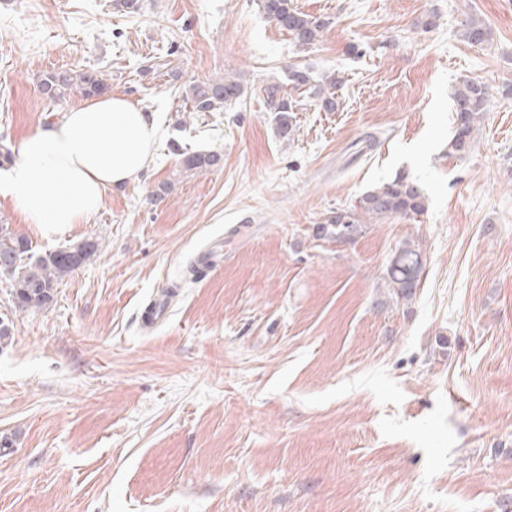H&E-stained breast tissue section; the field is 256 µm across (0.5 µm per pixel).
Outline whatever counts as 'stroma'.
<instances>
[{
    "instance_id": "35a3bbf8",
    "label": "stroma",
    "mask_w": 512,
    "mask_h": 512,
    "mask_svg": "<svg viewBox=\"0 0 512 512\" xmlns=\"http://www.w3.org/2000/svg\"><path fill=\"white\" fill-rule=\"evenodd\" d=\"M293 4L326 20L316 45L258 0H0V146L84 104L75 90L53 110L50 71H100L161 122L152 162L88 223L47 235L0 196L35 254L98 241L46 308L16 309L0 277V512L512 507V0ZM469 18L490 41L459 38ZM292 66L344 83L332 112L297 95L284 139L264 88ZM224 73L245 86L235 105L184 111L189 84ZM465 80L489 106L458 160ZM186 151L223 164L183 170ZM398 176L423 214L317 237ZM408 239L424 272L403 301L384 275ZM216 248L221 267L198 268Z\"/></svg>"
}]
</instances>
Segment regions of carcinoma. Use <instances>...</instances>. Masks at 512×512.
I'll return each instance as SVG.
<instances>
[{
    "label": "carcinoma",
    "mask_w": 512,
    "mask_h": 512,
    "mask_svg": "<svg viewBox=\"0 0 512 512\" xmlns=\"http://www.w3.org/2000/svg\"><path fill=\"white\" fill-rule=\"evenodd\" d=\"M266 19L280 30L288 32L297 46H313L319 40L327 22L304 14L294 8L292 0H260ZM459 36L470 44H482L490 39L489 30L475 19H467ZM343 79L334 73L325 74L315 81L305 70L288 72V84L295 91L303 90L316 98L327 110L336 109V88ZM77 88L85 97H95L109 90L107 79L97 70L90 69L71 74L67 71L47 72L43 75L39 91L50 102L61 105L67 101L72 89ZM245 93L244 85L233 76L211 77L195 82L185 90L184 101L190 112H220L228 104L237 102ZM271 110L276 112L277 128L281 137L290 132L288 113L297 107L296 100L273 82L266 87ZM455 112V130L448 141V156L462 159L474 144L476 133L488 105L485 89L475 81H464L452 94ZM222 155L218 152L185 154L182 168L198 171L218 167ZM426 210V198L411 180L399 176L382 183L363 194L357 205L338 210L326 223L317 226L321 237L337 241H352L363 231L367 216L383 218L420 215ZM98 243L90 237L76 245L35 256L28 239L14 234L6 224H0V258L11 255L14 266L8 274L12 302L20 311H36L52 302L61 279L75 268L93 260ZM423 273L419 244L413 240L403 243L393 256L384 278L385 287L398 299L410 300Z\"/></svg>",
    "instance_id": "1"
}]
</instances>
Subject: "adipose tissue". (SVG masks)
<instances>
[{"label": "adipose tissue", "mask_w": 512, "mask_h": 512, "mask_svg": "<svg viewBox=\"0 0 512 512\" xmlns=\"http://www.w3.org/2000/svg\"><path fill=\"white\" fill-rule=\"evenodd\" d=\"M159 130L158 118L125 96L92 99L21 142L18 162L0 178V195L47 233L87 223L105 190L147 167Z\"/></svg>", "instance_id": "obj_1"}]
</instances>
